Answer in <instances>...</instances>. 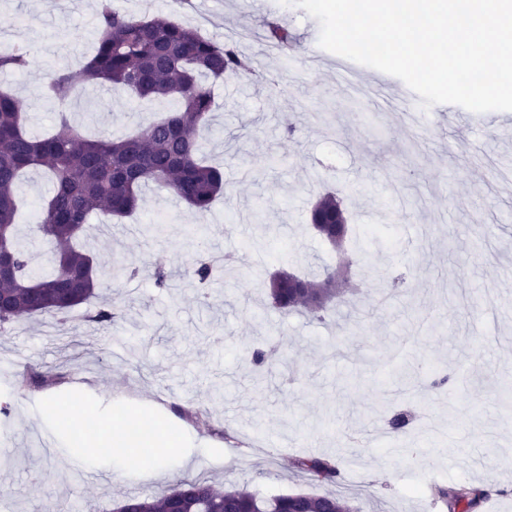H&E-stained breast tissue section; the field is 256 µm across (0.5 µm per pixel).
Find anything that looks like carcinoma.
<instances>
[{"mask_svg":"<svg viewBox=\"0 0 512 512\" xmlns=\"http://www.w3.org/2000/svg\"><path fill=\"white\" fill-rule=\"evenodd\" d=\"M96 28L98 43L90 61L79 72L55 74L51 86L77 94L87 83H106L139 101L174 99L177 107L117 140L104 133L84 138L64 112L53 133L33 137L25 129L21 102L0 92V251L9 261V275L0 278L1 331L20 316H64L96 297L97 263L76 246L91 214H130L143 187L153 183L204 215L224 187V171L203 159L198 138V131L211 124L213 104L202 79L248 74L250 59L231 40L218 43L162 17L121 13L109 0H100ZM268 38L282 52L293 49L294 37L284 24L270 25ZM28 58L23 48L0 53V71H22ZM40 169L53 181L38 231L51 245L55 267L43 277L34 275L32 254L16 238L18 184L25 173ZM309 222L325 241L337 246L352 231L346 210L332 193L320 196ZM214 270L212 258L203 256L190 274L205 287ZM335 278L336 272L326 267L323 280L300 278L296 288L282 271L270 281V304L283 313L305 310L322 320L336 299L331 287ZM388 425L397 436L411 432L404 412L393 414ZM295 467L313 481L333 482L340 476L338 465L324 458H299ZM434 495L449 512L462 504L477 508L488 497L484 490L467 487L450 492L436 486ZM175 504L180 512H353L348 502L334 496L287 493L267 498L246 489H220L205 480H181L161 498L131 496L116 512H170Z\"/></svg>","mask_w":512,"mask_h":512,"instance_id":"cac0c4a2","label":"carcinoma"}]
</instances>
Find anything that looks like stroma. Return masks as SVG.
I'll return each instance as SVG.
<instances>
[{
	"label": "stroma",
	"instance_id": "1",
	"mask_svg": "<svg viewBox=\"0 0 512 512\" xmlns=\"http://www.w3.org/2000/svg\"><path fill=\"white\" fill-rule=\"evenodd\" d=\"M97 0H0V42L23 47L29 65L0 71V90L18 97L25 123L45 134L67 112L82 135L121 137L170 101L138 102L119 89L87 86L76 96L47 88L51 74L76 71L96 49ZM137 17L162 15L217 42L233 38L261 78L213 83L207 156L224 165V193L210 214L193 213L168 189L146 187L131 217L92 215L79 243L104 273L97 300L66 323L22 317L0 333V512H114L127 496L159 497L172 481L204 478L270 497L285 493L350 498L359 512H448L430 484L489 492L475 512H512V404L502 374L512 369V111L477 114L453 104L407 105L400 79L364 66L345 78L337 56L319 53L320 25L280 0H112ZM287 24L298 48L284 54L264 39ZM295 125L287 136V125ZM39 171L19 185L18 221L51 270L33 218L51 194ZM342 201L357 229L380 226L360 252L333 248L307 223L325 193ZM166 225L162 235L146 226ZM233 254V274L216 273L201 302L189 276L200 252ZM163 262L168 288L150 270ZM135 278L112 275L119 264ZM348 267L345 293L326 321L271 307L268 283L281 270L313 275ZM399 281L383 294L384 285ZM122 309L115 323L89 317ZM288 345L257 376L251 352L268 337ZM60 373L55 395L99 423L132 412L190 430L198 464L168 463L171 479L114 469L96 444L72 464L44 413V391L21 374ZM484 384L473 389L472 374ZM448 377L444 389L433 383ZM206 412L234 443L181 419L176 406ZM414 414L415 435L379 437L385 409ZM276 436L254 447L245 432ZM337 460L334 483H312L293 463Z\"/></svg>",
	"mask_w": 512,
	"mask_h": 512
}]
</instances>
